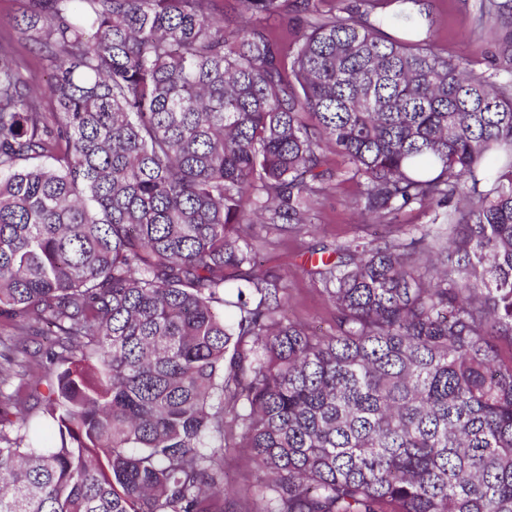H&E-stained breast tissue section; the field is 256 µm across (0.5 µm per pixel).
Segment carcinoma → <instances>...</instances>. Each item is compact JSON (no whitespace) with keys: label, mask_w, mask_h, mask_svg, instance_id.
Listing matches in <instances>:
<instances>
[{"label":"carcinoma","mask_w":512,"mask_h":512,"mask_svg":"<svg viewBox=\"0 0 512 512\" xmlns=\"http://www.w3.org/2000/svg\"><path fill=\"white\" fill-rule=\"evenodd\" d=\"M30 0L0 43V378L36 325L37 420L0 391V512H224V459L263 474L254 512H512V0L485 70L430 12L295 0ZM331 147L363 216L418 206V235L362 238L307 273L336 312L285 318L256 224L311 223ZM292 7L288 6V24L286 21L280 23L279 21L271 22V28L274 35L277 37L280 46L284 52L288 53V48L292 46L293 42L300 35L301 21L298 16L292 11ZM14 45L18 54L23 58L28 71L38 77V86L44 93L47 92L50 73L48 62L41 54L30 52L28 48L17 43Z\"/></svg>","instance_id":"1"}]
</instances>
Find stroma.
<instances>
[{
    "label": "stroma",
    "mask_w": 512,
    "mask_h": 512,
    "mask_svg": "<svg viewBox=\"0 0 512 512\" xmlns=\"http://www.w3.org/2000/svg\"><path fill=\"white\" fill-rule=\"evenodd\" d=\"M480 0H428L434 21V38L455 61L484 69L493 50L488 28L476 17ZM327 165L334 174L331 188L314 205L311 225L293 233L278 231L268 224L254 227L257 264L280 274L287 287V314L291 321L322 333L334 328V309L321 285L312 282L306 270L318 261L322 248L349 244L371 232L353 207L361 186L348 179V164L336 152H328ZM258 474L245 449L231 451L224 466V512H253L251 496Z\"/></svg>",
    "instance_id": "35a3bbf8"
}]
</instances>
